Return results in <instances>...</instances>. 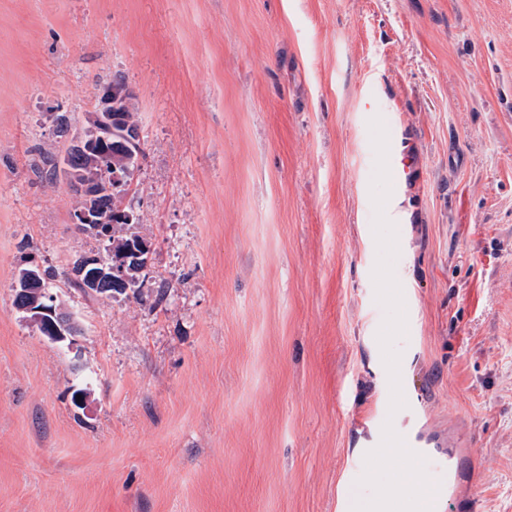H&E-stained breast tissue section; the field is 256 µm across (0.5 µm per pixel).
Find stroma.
<instances>
[{
	"label": "stroma",
	"instance_id": "1",
	"mask_svg": "<svg viewBox=\"0 0 512 512\" xmlns=\"http://www.w3.org/2000/svg\"><path fill=\"white\" fill-rule=\"evenodd\" d=\"M116 76L153 251L104 299L70 284L102 242L37 168ZM371 82L411 156L399 423L473 449L461 494L512 512V0H0V512H351L390 403ZM26 257L74 343L15 311Z\"/></svg>",
	"mask_w": 512,
	"mask_h": 512
}]
</instances>
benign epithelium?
<instances>
[{"mask_svg":"<svg viewBox=\"0 0 512 512\" xmlns=\"http://www.w3.org/2000/svg\"><path fill=\"white\" fill-rule=\"evenodd\" d=\"M130 94L127 86H107L97 91V106L89 118L90 129L82 135L75 133L70 140V151L74 155H91L100 143L112 137L114 125L121 120L116 112L122 97ZM105 167L88 168L86 170H73L67 165L59 168V175L63 177L69 189L78 199L72 214V221L77 227L91 226V230L98 234L102 240L108 238L106 232L107 220L101 215L96 204L100 175ZM41 266L32 264L24 273L22 282L15 284L19 293L26 294L29 289H37V297L33 301L14 306V309L23 314V318L36 327L40 334L48 336L52 342H64L76 334L73 317L61 313L55 307L54 295L41 287ZM72 275L79 279L87 290L111 287L123 288L129 280L127 263L119 259L112 261V253L85 254L72 271Z\"/></svg>","mask_w":512,"mask_h":512,"instance_id":"obj_1","label":"benign epithelium"}]
</instances>
